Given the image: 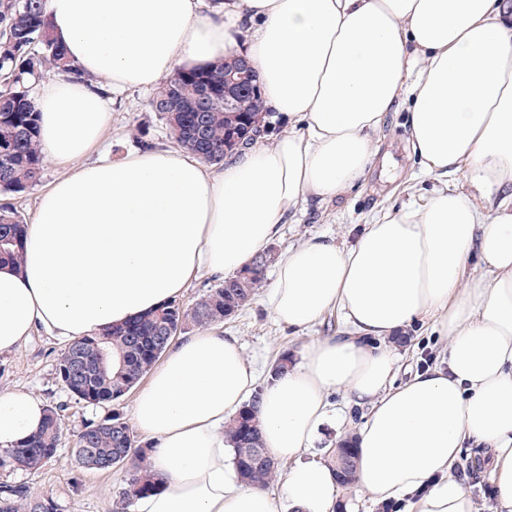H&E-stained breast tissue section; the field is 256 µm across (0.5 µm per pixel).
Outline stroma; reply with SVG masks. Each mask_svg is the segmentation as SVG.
Wrapping results in <instances>:
<instances>
[{
  "instance_id": "stroma-1",
  "label": "stroma",
  "mask_w": 512,
  "mask_h": 512,
  "mask_svg": "<svg viewBox=\"0 0 512 512\" xmlns=\"http://www.w3.org/2000/svg\"><path fill=\"white\" fill-rule=\"evenodd\" d=\"M147 90H130L116 96L112 125L103 145L110 157L138 150L137 128H145V141L156 149H177L178 144L148 108ZM409 137L407 110L389 113L374 141L379 148L376 163L366 181L345 190L328 202L309 201L291 217L283 232L269 247L272 259H280L288 248L321 235L341 246H350L370 220L389 208L422 201L439 189L440 183L421 173L406 151ZM267 291L259 289L252 303L236 316L217 324L218 332L237 337L245 355L254 362L259 375H266L271 363L282 353L299 358L303 346L314 338L342 335L345 324L340 313L327 314L310 329L295 333L278 325L266 305ZM408 346L399 351L400 369L396 383H403L422 368L439 362L446 351L445 339L432 333L428 323L415 322L406 330ZM61 344L37 334L14 353L0 356V392L25 390L39 395L46 404H65L62 440L55 461L38 470L13 466L0 467V483L25 484L37 492L51 493L61 512H114L116 495L126 477L125 467L106 471L81 467L74 460L73 448L84 422L104 416L103 408H93L71 398L59 384L56 362ZM476 512H496L497 495L487 469L476 464L471 449L461 451L455 468Z\"/></svg>"
}]
</instances>
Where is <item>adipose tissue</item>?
Masks as SVG:
<instances>
[{
	"label": "adipose tissue",
	"instance_id": "ef3b65f1",
	"mask_svg": "<svg viewBox=\"0 0 512 512\" xmlns=\"http://www.w3.org/2000/svg\"><path fill=\"white\" fill-rule=\"evenodd\" d=\"M45 0L55 39L82 77L33 96L44 159L64 169L27 224L21 265L0 264V355L36 330L70 344L135 320L202 277L235 274L308 199L365 178L378 131L408 105L424 174L466 171L470 188L389 209L347 248L314 236L288 249L268 305L304 331L340 311L345 335L308 342L266 385L239 340L203 329L169 345L139 390L132 422L160 491L131 512H336L328 464L303 461L330 400L365 409L358 478L403 512H475L454 470L484 449L499 512H512V0ZM242 48L263 105L288 119L223 166L180 151L91 160L109 128L106 91L146 89L180 66ZM482 271L466 276L472 257ZM430 320L443 365L395 384L388 338ZM258 395L270 455L291 467L278 493L247 484L224 424ZM45 402L0 393V450L41 428Z\"/></svg>",
	"mask_w": 512,
	"mask_h": 512
}]
</instances>
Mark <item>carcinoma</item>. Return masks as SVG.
I'll return each instance as SVG.
<instances>
[{
    "instance_id": "obj_1",
    "label": "carcinoma",
    "mask_w": 512,
    "mask_h": 512,
    "mask_svg": "<svg viewBox=\"0 0 512 512\" xmlns=\"http://www.w3.org/2000/svg\"><path fill=\"white\" fill-rule=\"evenodd\" d=\"M224 63L180 68L157 88L149 102L172 138L201 160L224 163V145L237 128L239 145L246 148L270 125L271 113L262 112L261 93L249 86L238 92V112L224 109ZM46 72L71 76L75 65L53 38L45 0H0V195L19 194L36 184L44 157L38 136V113L30 94V82ZM25 222L10 203H0V261L22 264ZM245 265L234 282L222 281L191 306L170 302L121 327L83 337L59 355L58 378L64 390L93 407H113L99 420L86 421L73 448L75 461H113L128 466L126 486L119 492L115 512H125L139 495L156 491L160 482L149 471L147 449L121 413L114 409L161 357L158 336L177 333L190 326L204 328L222 322L247 306L261 287L269 262ZM85 361L83 390L75 394L65 378L75 357ZM64 405H50L42 429L21 446L0 455V466L29 470L41 468L58 456ZM233 447L241 478L253 485L268 486L277 475V463L267 458L255 411L250 401L224 425ZM342 487L356 480L357 454L351 435L339 440L330 462ZM0 512H60L52 495L34 492L25 484L0 485Z\"/></svg>"
}]
</instances>
